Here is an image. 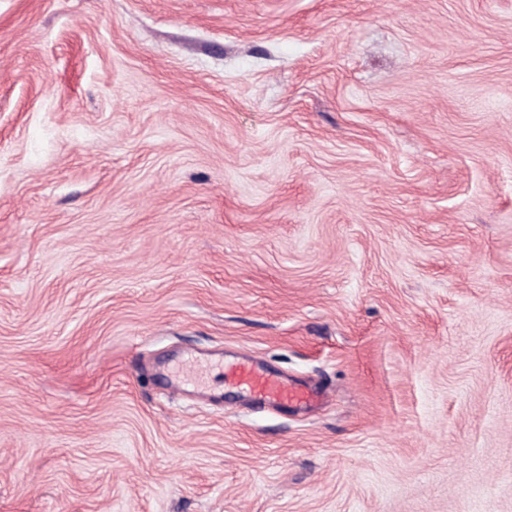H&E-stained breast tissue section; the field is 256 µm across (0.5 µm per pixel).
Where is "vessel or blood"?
<instances>
[{"instance_id": "1", "label": "vessel or blood", "mask_w": 512, "mask_h": 512, "mask_svg": "<svg viewBox=\"0 0 512 512\" xmlns=\"http://www.w3.org/2000/svg\"><path fill=\"white\" fill-rule=\"evenodd\" d=\"M228 376L244 393L273 405L312 406L320 400L319 392L288 385L282 378L251 360L231 364Z\"/></svg>"}]
</instances>
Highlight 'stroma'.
I'll use <instances>...</instances> for the list:
<instances>
[{
  "label": "stroma",
  "mask_w": 512,
  "mask_h": 512,
  "mask_svg": "<svg viewBox=\"0 0 512 512\" xmlns=\"http://www.w3.org/2000/svg\"><path fill=\"white\" fill-rule=\"evenodd\" d=\"M0 512H512V0H0ZM224 373L244 393L257 396L270 404L283 406H314L320 401L317 391L290 386L254 361H237Z\"/></svg>",
  "instance_id": "stroma-1"
}]
</instances>
